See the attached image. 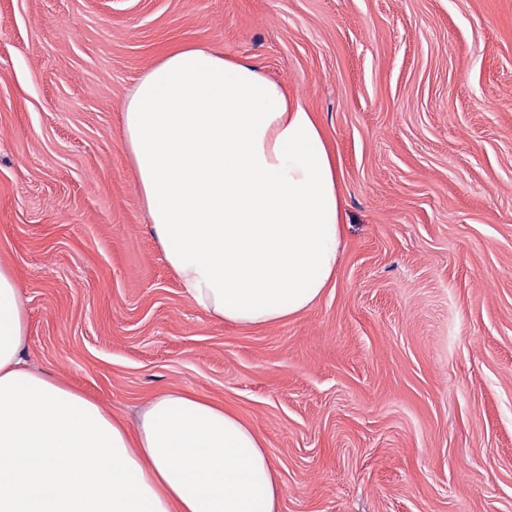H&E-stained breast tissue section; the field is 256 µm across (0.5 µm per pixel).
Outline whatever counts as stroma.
Wrapping results in <instances>:
<instances>
[{"label": "stroma", "instance_id": "35a3bbf8", "mask_svg": "<svg viewBox=\"0 0 512 512\" xmlns=\"http://www.w3.org/2000/svg\"><path fill=\"white\" fill-rule=\"evenodd\" d=\"M174 45L251 61L336 149V278L295 317L210 315L152 234L121 112ZM0 264L28 366L130 425L224 405L279 512H512V0H0Z\"/></svg>", "mask_w": 512, "mask_h": 512}]
</instances>
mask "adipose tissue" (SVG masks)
Instances as JSON below:
<instances>
[{"mask_svg": "<svg viewBox=\"0 0 512 512\" xmlns=\"http://www.w3.org/2000/svg\"><path fill=\"white\" fill-rule=\"evenodd\" d=\"M121 128L154 236L184 294L252 328L311 307L336 274V154L314 112L245 60L177 45ZM25 301L0 264V512H278L264 438L209 400L154 396L128 428L29 369Z\"/></svg>", "mask_w": 512, "mask_h": 512, "instance_id": "adipose-tissue-1", "label": "adipose tissue"}]
</instances>
